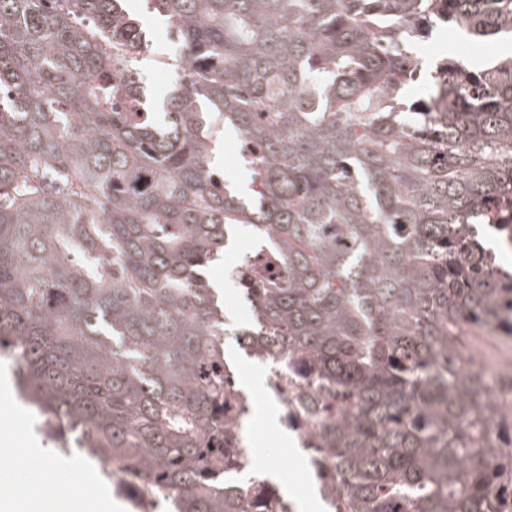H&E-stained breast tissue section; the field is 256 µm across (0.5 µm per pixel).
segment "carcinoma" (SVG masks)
Returning a JSON list of instances; mask_svg holds the SVG:
<instances>
[{
	"mask_svg": "<svg viewBox=\"0 0 512 512\" xmlns=\"http://www.w3.org/2000/svg\"><path fill=\"white\" fill-rule=\"evenodd\" d=\"M184 49L162 111L115 95L123 0H0V361L46 445L155 512H250L224 447L222 307L204 272L252 228L235 332L301 359L335 512H512V410L465 337L512 344V0H153ZM252 173L210 166L224 131ZM458 46L456 31L444 29L434 33L429 41L414 47V55L421 60V72L418 75V81L411 83L405 89L404 97L408 104L423 97L424 81L435 70L439 62L448 56L450 50L456 49Z\"/></svg>",
	"mask_w": 512,
	"mask_h": 512,
	"instance_id": "1",
	"label": "carcinoma"
}]
</instances>
